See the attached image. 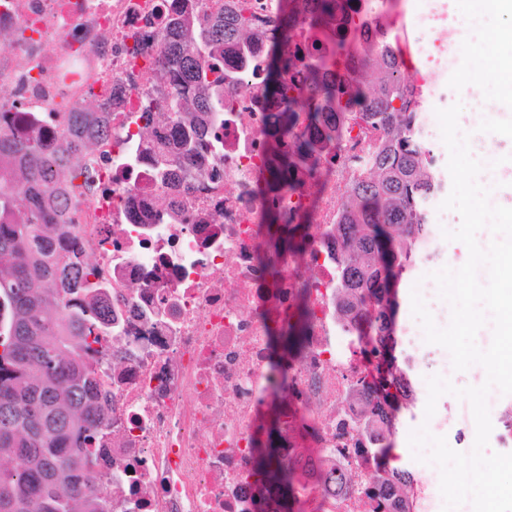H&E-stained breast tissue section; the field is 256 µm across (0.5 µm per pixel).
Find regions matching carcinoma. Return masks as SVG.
<instances>
[{
    "label": "carcinoma",
    "mask_w": 512,
    "mask_h": 512,
    "mask_svg": "<svg viewBox=\"0 0 512 512\" xmlns=\"http://www.w3.org/2000/svg\"><path fill=\"white\" fill-rule=\"evenodd\" d=\"M310 25L320 28L336 0H313ZM190 15L176 10L167 19L168 32L160 46L163 74L178 98L191 100V111L169 107L177 125L169 140L154 131L145 149L155 158L156 173L166 181L184 158L196 154L209 125L224 112L218 88L224 84V43L241 38L251 19L224 13L199 33L189 31ZM295 34V13L282 14L274 48L267 58L264 80L274 99L285 97L286 66L281 48ZM356 64L373 67L369 89L352 79L347 92L331 84L315 88L306 103L311 126L323 123V104L336 103L340 112H360L382 135L370 158L368 179L357 185L345 203L338 225L341 254L337 288L343 314L359 309L368 316L362 333L368 375L356 382L368 398L369 412L385 425L372 443L376 457L374 495L391 504L402 489L413 485L411 471L392 467L388 453L402 403L411 392L408 361L396 355L399 285L416 261V247L429 233V209L446 189L432 149L414 135L419 94L399 75L400 49L385 42L360 46ZM100 112L69 113L64 143L49 151L36 135L15 137L0 132V163L19 166L12 187H0V512H106L93 493L101 457L97 443L109 427L105 400L99 397L98 356L112 331V305L95 279L94 268L77 252L54 257L55 237L71 233L64 223L65 189L77 191L84 172L76 157L92 139L109 135ZM270 152L284 162L315 166L314 150L297 139L294 112L279 113L265 132ZM294 143L290 152L284 146ZM265 229L260 252L271 277L279 275L273 257L299 254L308 244L310 216L286 230L276 211L261 216ZM310 326L306 305L292 319L274 327L271 346L287 342L284 352L269 357L271 371L287 383L285 363L303 347ZM29 336L44 337L32 347ZM272 426L261 425L264 438L252 456L253 475L272 490L277 512H292L293 469L281 457Z\"/></svg>",
    "instance_id": "cac0c4a2"
}]
</instances>
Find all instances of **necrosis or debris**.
<instances>
[{
    "mask_svg": "<svg viewBox=\"0 0 512 512\" xmlns=\"http://www.w3.org/2000/svg\"><path fill=\"white\" fill-rule=\"evenodd\" d=\"M170 2L0 0V36L8 38L0 47V131L39 133L51 150L67 112L86 101L110 119V136L78 156L88 182L68 203L74 247L94 257L120 315L98 374L112 418L100 441L109 462L100 476L107 512H275L250 474L261 416L275 399L280 447L301 470L298 492L312 512H373L364 493L370 443L358 427L366 402L353 391L366 362L336 317L332 231L381 136L348 112L339 135L327 140L303 114L313 81L339 84L350 76L333 69L312 76L308 55L343 56L377 40V0H338L318 30L308 25L306 0L295 4L299 22L283 55L296 132L320 147L311 171L278 163L264 137L284 108L267 97L263 80L283 2L240 0L255 27L248 39L224 46V120L164 184L142 128L144 113L172 95L159 77ZM400 25L424 66L417 86L441 109L475 101L473 145L485 160L496 159L499 137L512 128V94L489 99L485 87L512 76V58L499 41L473 40L454 0H422ZM480 51L490 58L485 84L445 81ZM272 169L281 186L262 190ZM270 207L288 228L311 213L313 228L301 254L281 258L275 280L256 257L259 219ZM447 223V212L432 209L421 266L459 263V247L441 242ZM303 283L311 325L283 388L267 367L269 330L293 313ZM400 333L428 369L454 378L448 351L427 343L414 317Z\"/></svg>",
    "mask_w": 512,
    "mask_h": 512,
    "instance_id": "necrosis-or-debris-1",
    "label": "necrosis or debris"
}]
</instances>
